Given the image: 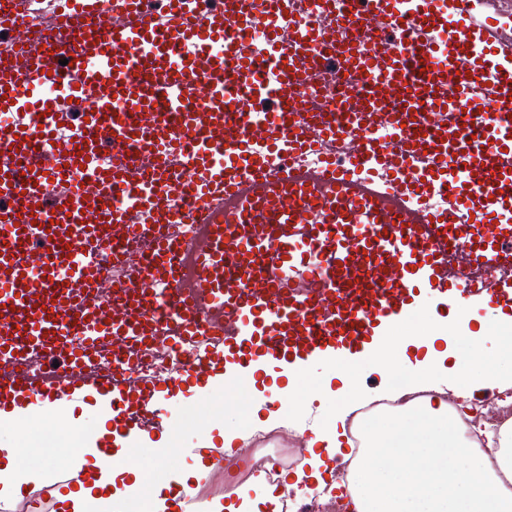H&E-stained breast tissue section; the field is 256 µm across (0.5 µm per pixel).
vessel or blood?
Here are the masks:
<instances>
[{
	"mask_svg": "<svg viewBox=\"0 0 512 512\" xmlns=\"http://www.w3.org/2000/svg\"><path fill=\"white\" fill-rule=\"evenodd\" d=\"M0 28V447L100 423L0 512H105L61 492L166 466L256 362L353 355L426 302L445 334L512 315V0H6ZM246 445L209 416L166 512ZM222 402L224 403V397L213 398L209 396L199 400V403L195 408L183 411L180 418V421L183 424H181V435L188 434L194 426L201 424L206 419L211 405H220Z\"/></svg>",
	"mask_w": 512,
	"mask_h": 512,
	"instance_id": "b4317fda",
	"label": "vessel or blood"
}]
</instances>
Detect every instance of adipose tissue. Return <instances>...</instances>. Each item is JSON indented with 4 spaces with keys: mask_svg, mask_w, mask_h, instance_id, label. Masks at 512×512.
I'll use <instances>...</instances> for the list:
<instances>
[{
    "mask_svg": "<svg viewBox=\"0 0 512 512\" xmlns=\"http://www.w3.org/2000/svg\"><path fill=\"white\" fill-rule=\"evenodd\" d=\"M481 329L468 340L467 359L447 365L446 353L432 348L437 325L419 335L407 324L375 337L362 360H334L338 388L320 382L310 388L312 399L332 400L336 411L313 429L301 468L283 473L285 487L306 480L327 487L338 460L350 461L347 481L337 488L348 512H512V419L484 427L485 444L469 435L466 421L471 401L483 388L496 390L501 405L512 404V318H481ZM495 341L487 352V341ZM426 347L423 358H411L409 346ZM404 372L405 387L384 384L378 396L388 408L361 421L363 443L353 448L347 419L371 403L359 387L366 372L383 376ZM447 376L460 403L452 408L435 383Z\"/></svg>",
    "mask_w": 512,
    "mask_h": 512,
    "instance_id": "1",
    "label": "adipose tissue"
}]
</instances>
